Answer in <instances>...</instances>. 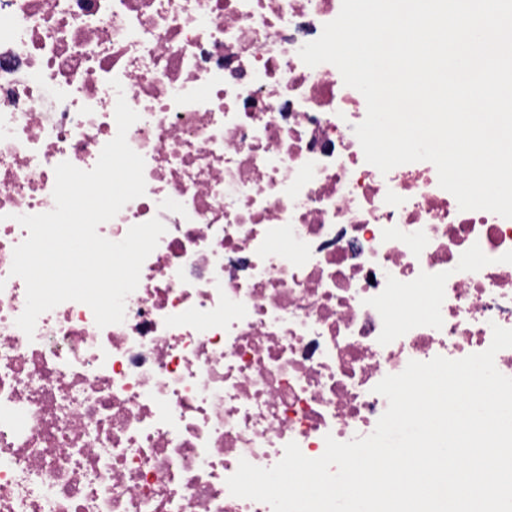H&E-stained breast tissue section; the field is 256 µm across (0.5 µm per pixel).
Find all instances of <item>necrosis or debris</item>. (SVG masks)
Here are the masks:
<instances>
[{
    "label": "necrosis or debris",
    "mask_w": 512,
    "mask_h": 512,
    "mask_svg": "<svg viewBox=\"0 0 512 512\" xmlns=\"http://www.w3.org/2000/svg\"><path fill=\"white\" fill-rule=\"evenodd\" d=\"M341 2L0 0V512H272L230 494L240 460L369 435L385 376L512 329V219L367 163L363 95L301 60ZM121 96L146 193L98 232H166L124 322L66 301L26 336L17 218L96 165Z\"/></svg>",
    "instance_id": "necrosis-or-debris-1"
}]
</instances>
